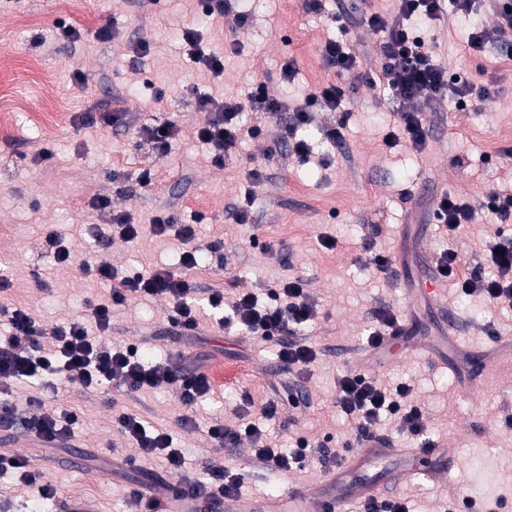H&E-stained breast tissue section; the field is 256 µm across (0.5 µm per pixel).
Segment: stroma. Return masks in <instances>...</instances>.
<instances>
[{"instance_id":"stroma-1","label":"stroma","mask_w":512,"mask_h":512,"mask_svg":"<svg viewBox=\"0 0 512 512\" xmlns=\"http://www.w3.org/2000/svg\"><path fill=\"white\" fill-rule=\"evenodd\" d=\"M74 1L0 0V54L21 60L0 73L14 102L13 124L0 132V262L12 279L11 302L52 326L88 316L86 300L108 297V286L84 278L77 266L84 256L101 252L82 231L83 225L101 221L92 207L96 198L111 199L140 226L136 240H115L106 252L122 273L176 263L180 243L153 233L156 215L197 223L200 243L216 233L224 236L221 256L185 272L198 297L234 281L260 298L288 280L305 281L321 306L318 319L297 336L317 352L310 373L288 370L274 345L229 334L208 318L201 336L175 335L162 299L116 311L113 346L139 345L154 361L180 351L200 357L222 397L219 406L200 408L201 423L218 414L234 424L244 412L260 422L272 446L290 447L299 436L316 446L305 469L278 473L254 461L248 445L220 448L203 433L180 429L176 421L183 406L175 388L119 396V406L167 429L174 447L184 452L186 474L204 477L212 461L223 460L237 469L243 495L256 500L321 483L327 476L325 451L355 446V422L335 406L336 380L365 369V334L374 311L384 307L400 316L405 336L392 342L387 364L375 374L387 385L411 386L412 401L427 419L428 438L452 458L439 484L405 482L394 496L408 501L412 512H444L448 501L467 495L489 505L501 498L512 501V392L504 390L512 385V359L484 368L495 353L496 336L512 337V308L464 295L451 279L441 280L439 300L425 292L430 267L446 249L457 251L463 274L493 272L486 262L494 240L490 217L479 214L446 237L431 217L436 198L447 192L477 206L490 190L512 194V164L501 159L512 147V38L488 44L479 54L467 44L473 28L495 25L488 0H478L469 14L437 20L428 31L449 82L466 80L489 88L490 95L473 107H457L448 93L425 105L430 137L421 152L404 142L385 144L400 108L388 90L338 74L322 55L325 40L338 35L364 65L375 64L381 36L360 18L373 12L395 15L397 0H324L319 12L307 10L304 0H256L248 22L236 30L222 17H198L195 0H78V11ZM60 21L80 29L82 39L57 38ZM103 25L112 29L111 42L94 37ZM185 26L197 27L209 49L223 55V79L210 78L191 62L179 37ZM143 39L151 40L153 49L140 59L136 51ZM234 40L241 43L240 52H231ZM288 59L295 63V75L286 83L279 71ZM26 60L52 73V81L27 72ZM78 72L97 85L96 100L125 113V123L76 122L92 103L73 81ZM256 78L266 79L270 95L292 103L328 83L344 88L342 111L316 109L307 131L326 165L294 158L272 117L267 132L239 145L235 162L223 168L212 164L209 147L195 137L201 120L193 110L195 92H244ZM158 91L163 100H155ZM48 105L68 115L50 132L31 121ZM165 121L178 124L181 133L161 155L141 141L139 129ZM338 124L342 141L322 140L320 128ZM43 147L54 153L48 168L32 163ZM256 165L266 178L251 187L243 171ZM144 169L153 172L148 187L137 180ZM248 191L253 221L239 224L233 206ZM44 224L72 245L75 263H55L45 251ZM370 224L380 229L372 250L392 258L396 278H385L364 260L362 235ZM324 236L335 239V248L321 246ZM40 274L49 278L44 292L36 281ZM440 306L453 311L459 323L457 343L445 346L441 359L428 351L441 337L434 322ZM469 374L476 383L466 388L462 381ZM41 390L37 383L12 386L19 413L12 427L0 428V450L29 456L61 496L82 497L98 512H131L130 490L158 486L159 464L136 459L118 431L115 410L99 394L73 392L81 411L73 434L57 447L42 446L28 433L25 408L28 396ZM277 396L285 400L278 420L261 421V405Z\"/></svg>"}]
</instances>
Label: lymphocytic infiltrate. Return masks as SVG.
I'll return each mask as SVG.
<instances>
[{
	"instance_id": "lymphocytic-infiltrate-1",
	"label": "lymphocytic infiltrate",
	"mask_w": 512,
	"mask_h": 512,
	"mask_svg": "<svg viewBox=\"0 0 512 512\" xmlns=\"http://www.w3.org/2000/svg\"><path fill=\"white\" fill-rule=\"evenodd\" d=\"M472 5L473 0H399L396 17L389 18L378 12L363 16L364 25L383 35L378 67L368 74L367 80L370 84L382 85L392 97L406 105L405 110L397 112L396 122L385 137L386 144L405 141L413 149L423 150L430 136L423 107L446 89H453L461 100L480 101L488 97L487 88L465 82L449 87L448 72L435 57L433 39L418 29L419 23L435 22L447 12L469 11ZM343 99V89L333 83L320 86L297 105L270 96L261 82L256 83L243 101L232 96L216 98L200 94L194 100V109L201 112L204 119L196 136L211 147L212 163L224 166L233 160L244 136L256 137L263 132L260 124L244 122L243 112L248 109L261 116L282 117L284 139L290 140L293 156L304 160L312 149L306 139L299 137V130L311 124L315 107L336 112ZM486 210L500 226L488 254L495 277L459 276V257L450 249L441 253L436 271L440 277L455 279L465 295L479 296L494 306L512 307V238L506 237L501 229L502 224L512 221V195L489 192ZM153 232L159 236L171 233L181 241L184 250L179 259V271L159 268L147 274L137 272L122 277L110 261H84L80 266L82 274L111 286L107 299L89 301V320L74 319L48 328L36 321L28 307L16 304L8 307L10 331L0 340L1 428L11 427L17 412L9 397L12 385L60 374L69 388L106 395L112 406L116 405L115 395L119 392L131 395L147 389L176 387L184 408L177 423L186 431H196L197 409L212 391V381L204 365L187 355L178 362L149 364L142 360L138 346L132 344L117 349L109 340L114 310L133 299L164 297L170 300L173 325L178 334L195 332L203 314L207 313L217 317L226 329L275 344L279 360L289 369L303 373L313 366L317 360L316 350L294 340L298 331L320 314L317 302L308 294L301 279L269 289V303L264 307L259 306L256 294L248 288L215 291L200 300L182 272L196 267L203 253L216 254L223 250V237L213 236L206 246H198L194 225L177 223L170 214L155 218ZM410 394V386L401 384L389 389L373 374L351 371L337 381L336 406L346 416L356 419V438L370 435L373 424L381 416L390 415L401 431L419 440L422 447H430L426 418L418 406L409 403ZM53 398L55 406L51 409L46 408L41 397L28 399L29 406L38 410L31 430L47 443L69 437L80 417L79 408L71 404L66 392H54ZM117 421L139 456L146 461H161L180 486L199 498L201 505L240 495V475L234 468L214 463L205 478L185 477L184 455L181 449L173 447L167 431L147 429L142 418L128 410L120 411ZM206 434L224 447L249 440L253 458L281 472L303 467L311 454V443L304 437L298 438L292 449L272 447L260 426L252 422L233 426L218 420L208 426ZM10 470L22 472L24 486L30 488L37 499L56 498V486L41 480L26 455L1 450L0 473Z\"/></svg>"
}]
</instances>
